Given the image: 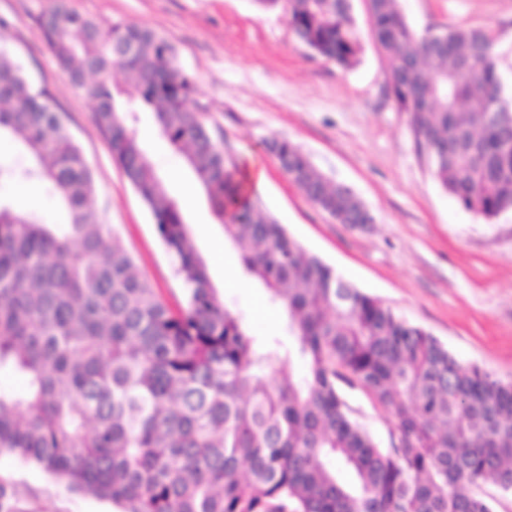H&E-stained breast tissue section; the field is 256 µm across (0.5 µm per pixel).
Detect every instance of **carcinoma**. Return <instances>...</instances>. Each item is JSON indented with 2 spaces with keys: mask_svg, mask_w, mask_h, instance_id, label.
Here are the masks:
<instances>
[{
  "mask_svg": "<svg viewBox=\"0 0 512 512\" xmlns=\"http://www.w3.org/2000/svg\"><path fill=\"white\" fill-rule=\"evenodd\" d=\"M256 2L287 11L314 55L357 63L351 0ZM365 6L416 153L464 209L487 220L512 210V100L494 33H418L399 0ZM38 23L71 85L95 101L92 121L150 209L184 303L163 299L103 223L92 170L49 90L0 50V136L28 156L0 163V180L42 182L68 216L47 224L0 197V370L24 382L0 390V454L121 512H494L495 498L477 489L512 492V382L463 364L293 241L189 105L194 83L165 36L106 25L65 0ZM116 66L132 83L112 82ZM146 107L184 153L244 273L284 308L291 341L257 338L224 307L182 209L126 122ZM269 148L338 223L362 218L355 194L297 145ZM345 387L391 417L388 447L352 418ZM0 512H21L2 478Z\"/></svg>",
  "mask_w": 512,
  "mask_h": 512,
  "instance_id": "carcinoma-1",
  "label": "carcinoma"
}]
</instances>
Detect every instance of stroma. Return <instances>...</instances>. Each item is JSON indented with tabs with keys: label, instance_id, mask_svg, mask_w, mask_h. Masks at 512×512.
Segmentation results:
<instances>
[{
	"label": "stroma",
	"instance_id": "obj_1",
	"mask_svg": "<svg viewBox=\"0 0 512 512\" xmlns=\"http://www.w3.org/2000/svg\"><path fill=\"white\" fill-rule=\"evenodd\" d=\"M361 34L358 64L345 70L314 56L294 36L284 10L254 0H70L80 13L147 27L175 45L195 82L193 104L226 153L259 159L266 180L252 197L288 235L338 274L411 323L430 331L457 359L512 381V210L487 221L462 208L417 156L406 113L384 95L388 73L370 34L363 0H352ZM416 31L478 25L497 38L505 93L512 96V0H400ZM47 0H0V49L49 88L55 109L93 170V203L113 225L168 301L184 291L148 207L112 158L91 120L93 103L77 92L43 40L37 17ZM144 148L182 207L195 247L208 256L224 226L184 156L161 139L153 115H137ZM298 145L330 182L349 187L372 224L337 223L306 199L267 149L272 138ZM22 210L63 224L66 212L33 181L0 182ZM225 306L261 339L282 336V311L243 273L237 250L209 266ZM352 416L380 446L392 419L359 392L346 393ZM0 478L13 483L21 512H115L111 502L65 483L10 454Z\"/></svg>",
	"mask_w": 512,
	"mask_h": 512
}]
</instances>
